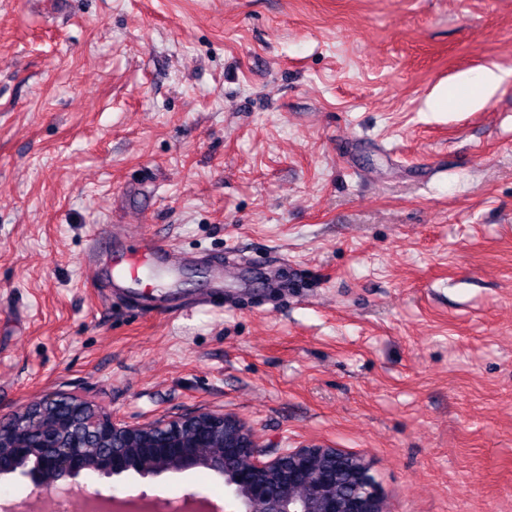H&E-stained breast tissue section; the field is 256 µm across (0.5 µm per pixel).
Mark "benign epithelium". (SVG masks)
<instances>
[{"label": "benign epithelium", "mask_w": 512, "mask_h": 512, "mask_svg": "<svg viewBox=\"0 0 512 512\" xmlns=\"http://www.w3.org/2000/svg\"><path fill=\"white\" fill-rule=\"evenodd\" d=\"M72 397L50 395L58 405L55 423L37 429L36 445L26 441L20 420L29 406L0 419V474H17L34 489L60 488L84 472L112 477L133 470L142 476L205 467L224 476L226 512H389L370 461L361 455L341 473L336 460L347 455L329 445H304L267 456L242 420L198 413L143 425H126L97 408L74 433L65 403ZM102 445L90 458L87 441ZM34 459L32 467L26 465Z\"/></svg>", "instance_id": "obj_1"}]
</instances>
